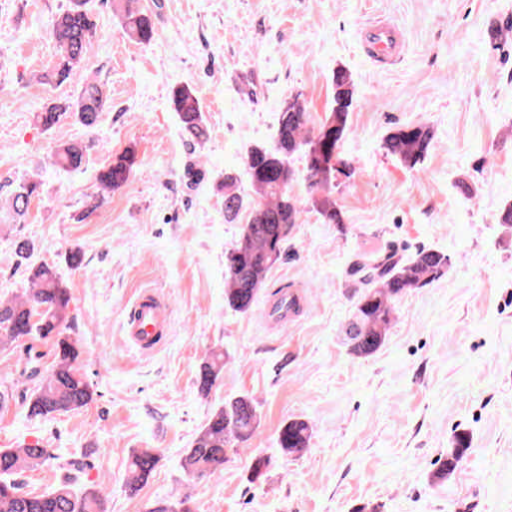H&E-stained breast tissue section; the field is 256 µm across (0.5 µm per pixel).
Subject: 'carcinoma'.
Wrapping results in <instances>:
<instances>
[{
	"instance_id": "cac0c4a2",
	"label": "carcinoma",
	"mask_w": 512,
	"mask_h": 512,
	"mask_svg": "<svg viewBox=\"0 0 512 512\" xmlns=\"http://www.w3.org/2000/svg\"><path fill=\"white\" fill-rule=\"evenodd\" d=\"M120 22L129 38L149 42L154 36L151 16L136 6L135 0H113ZM91 0H68L52 21L56 41V62L46 74L47 81H62L85 62L93 49L96 23L92 20ZM333 95L329 112L321 122L311 125V115L304 94L292 92L278 109L275 144L253 145L244 165L249 189L240 188L231 170L224 171V222L241 225L237 239L224 249V305L247 313L257 303L268 273L281 258L289 235L309 210L323 224H343L344 214L336 201L339 178H349L353 169L345 160L332 163L336 143L350 128L355 91L349 73H332ZM173 108L180 117L183 134L195 145L208 137L199 100L188 87L174 90ZM107 107V97L100 83L84 84L73 100L49 104L36 113L45 130L55 127L69 114L87 127L95 126ZM433 139L430 127L405 124L390 132L383 143L386 153L413 168L425 158ZM300 160L312 179L308 197L303 200L292 192L295 181L293 163ZM85 160V149L78 143H62L52 154V165L77 169ZM136 163L132 147L112 156L98 173L103 192L117 190L133 174ZM39 183L25 181L9 191V211L18 218L37 192ZM448 269V254L422 248L404 261L396 253L384 256L361 255L351 266L357 280V300L353 320L347 332L350 352L369 357L384 343L390 330L396 301L412 288H423L440 278ZM30 287L14 298L0 299V346L10 345L22 336H36L53 342L55 362L42 371L26 348L24 375L34 385L28 404L33 417L48 418L68 414L87 406L94 396L92 385L80 367L81 351L75 338L67 334L72 327L70 296L56 267L47 263L31 264ZM224 351L210 349L199 371V391L207 395L224 370ZM258 424L257 409L247 396L224 400L207 419L201 432L184 457V467L192 474L212 473L224 466L236 446L247 441ZM312 428L308 422L292 419L280 429L278 445L285 456L304 451L309 446ZM470 448L464 434L455 437L448 455L439 460L435 478L448 479ZM51 457L39 442L18 448L0 449V512H101L104 494L94 487L75 490L78 474L89 463L66 459L59 463L62 476L55 487L42 493L23 489L18 477L42 467ZM159 456L151 448L132 453L129 459L130 493H137L153 474Z\"/></svg>"
}]
</instances>
